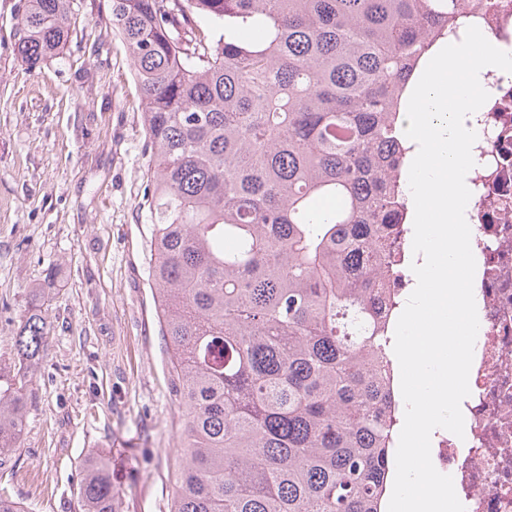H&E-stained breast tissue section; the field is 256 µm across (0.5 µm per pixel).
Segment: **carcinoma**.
Masks as SVG:
<instances>
[{
	"mask_svg": "<svg viewBox=\"0 0 512 512\" xmlns=\"http://www.w3.org/2000/svg\"><path fill=\"white\" fill-rule=\"evenodd\" d=\"M68 5L25 0L29 64L63 49ZM111 16L141 93L149 281L183 421L170 512H378L402 109L459 0H111ZM48 334L30 314L0 367V456ZM78 510L120 512L103 457Z\"/></svg>",
	"mask_w": 512,
	"mask_h": 512,
	"instance_id": "obj_1",
	"label": "carcinoma"
}]
</instances>
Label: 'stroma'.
Returning a JSON list of instances; mask_svg holds the SVG:
<instances>
[{
	"label": "stroma",
	"instance_id": "35a3bbf8",
	"mask_svg": "<svg viewBox=\"0 0 512 512\" xmlns=\"http://www.w3.org/2000/svg\"><path fill=\"white\" fill-rule=\"evenodd\" d=\"M25 0H0V364L39 311L32 370L0 496L76 512L85 461L104 455L121 512H169L181 422L147 279L149 155L131 59L110 0H71L70 34L37 65L17 51Z\"/></svg>",
	"mask_w": 512,
	"mask_h": 512
}]
</instances>
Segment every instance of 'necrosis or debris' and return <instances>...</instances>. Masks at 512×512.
Segmentation results:
<instances>
[{"instance_id": "necrosis-or-debris-1", "label": "necrosis or debris", "mask_w": 512, "mask_h": 512, "mask_svg": "<svg viewBox=\"0 0 512 512\" xmlns=\"http://www.w3.org/2000/svg\"><path fill=\"white\" fill-rule=\"evenodd\" d=\"M466 25L480 29L494 46L512 53V0H465ZM485 104L466 119L477 134L471 191L465 216L476 260L474 297L479 331L462 403L465 435L436 429L431 436L435 468L452 476L466 512H512V73L495 67L481 74ZM412 227L396 241L400 266L386 286L400 313L412 292L409 273L417 257Z\"/></svg>"}]
</instances>
